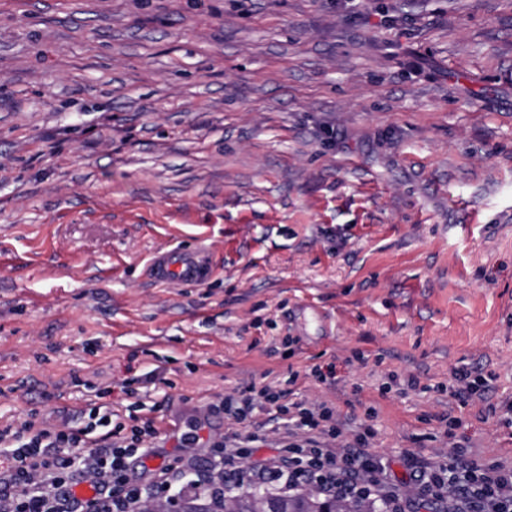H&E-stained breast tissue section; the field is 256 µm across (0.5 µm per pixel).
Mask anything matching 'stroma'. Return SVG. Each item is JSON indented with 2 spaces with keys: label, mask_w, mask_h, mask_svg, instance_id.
Here are the masks:
<instances>
[{
  "label": "stroma",
  "mask_w": 512,
  "mask_h": 512,
  "mask_svg": "<svg viewBox=\"0 0 512 512\" xmlns=\"http://www.w3.org/2000/svg\"><path fill=\"white\" fill-rule=\"evenodd\" d=\"M267 384L372 427L406 512L420 463L512 464V0H0V424L138 404L151 488L276 456V407L204 414ZM211 273L212 268L202 255L201 249L172 248L158 253L151 263L153 278L162 282H200ZM454 380L456 385L453 387L451 396L462 405L467 404L474 396H480L487 386L486 377L481 374L473 375L466 370L455 372Z\"/></svg>",
  "instance_id": "stroma-1"
}]
</instances>
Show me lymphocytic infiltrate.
Segmentation results:
<instances>
[{"mask_svg": "<svg viewBox=\"0 0 512 512\" xmlns=\"http://www.w3.org/2000/svg\"><path fill=\"white\" fill-rule=\"evenodd\" d=\"M281 397V392L266 385L244 399H217L206 410L244 421ZM285 429L290 454L278 457L281 469L291 474L310 469L319 489L339 497H368L383 491L392 502H399L397 488L381 478V464L366 452L368 434L346 439L335 409L327 403H294ZM157 434L153 418L141 417L130 426L124 417L114 416L109 405L94 401L79 428L34 413L23 421L0 425V457L8 462L0 470V512H88L93 502L103 512H111L116 496L122 497L124 512H133L149 495L139 481ZM413 477L436 493L454 491L457 512H512V467L472 461L461 468L425 463ZM82 484L90 489V496L78 493Z\"/></svg>", "mask_w": 512, "mask_h": 512, "instance_id": "f902f5d3", "label": "lymphocytic infiltrate"}]
</instances>
